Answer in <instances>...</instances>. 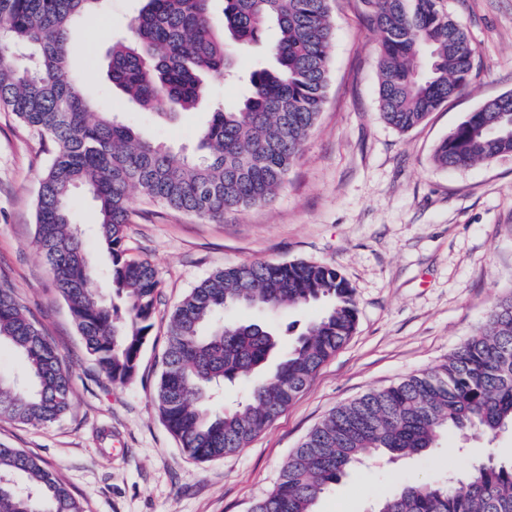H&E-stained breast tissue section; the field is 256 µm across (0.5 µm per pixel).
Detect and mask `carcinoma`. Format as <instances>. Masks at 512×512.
Listing matches in <instances>:
<instances>
[{
    "label": "carcinoma",
    "instance_id": "1",
    "mask_svg": "<svg viewBox=\"0 0 512 512\" xmlns=\"http://www.w3.org/2000/svg\"><path fill=\"white\" fill-rule=\"evenodd\" d=\"M107 0H0V108L51 140L54 152L37 191L36 245L69 304L87 352L113 383L136 373L153 327L159 281L153 265L128 257L125 228L131 192L209 221L271 202L314 130L329 80L333 28L329 0H140L131 38L109 52L107 76L146 109L189 110L205 94V77L233 73L234 53L269 25L273 68L254 69L238 108L222 106L199 132L197 152H174L142 137L112 112H97L69 77L76 19ZM378 35V105L405 132L465 91L475 70L466 33L439 0H364ZM512 155V98L469 113L436 146L440 167H466ZM96 203L97 241L111 257L107 304L98 271L72 222L73 189ZM325 300L273 370L255 380L234 410L213 407L212 390L262 371L279 350L272 326L228 321L238 306L272 312ZM357 304L340 271L311 261L244 262L203 280L173 311L159 412L181 448L199 461L245 447L277 419L323 364L353 335ZM24 363V383L0 373V417L51 424L71 407V372L56 347L0 283V343ZM512 430V295L490 310L485 326L446 363L343 405L302 441L280 482L252 512H315L321 495L379 451L418 455L441 435L496 437ZM21 474L26 488L12 476ZM0 512H85L38 459L0 446ZM373 512H512V456L489 455L451 479L401 485Z\"/></svg>",
    "mask_w": 512,
    "mask_h": 512
}]
</instances>
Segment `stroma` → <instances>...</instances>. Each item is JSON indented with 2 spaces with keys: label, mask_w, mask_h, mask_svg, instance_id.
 Masks as SVG:
<instances>
[{
  "label": "stroma",
  "mask_w": 512,
  "mask_h": 512,
  "mask_svg": "<svg viewBox=\"0 0 512 512\" xmlns=\"http://www.w3.org/2000/svg\"><path fill=\"white\" fill-rule=\"evenodd\" d=\"M476 51L474 78L419 126L398 131L379 112V42L362 0H331L333 39L324 109L270 204L223 222L133 197L125 246L156 268L161 302L137 372L111 383L88 354L69 306L36 244L35 202L52 145L0 110V282L56 346L72 372V404L61 419L24 425L0 419V445L41 459L85 512H252L278 483L288 456L336 407L444 364L512 295V156L446 169L434 150L469 112L512 92V0H440ZM138 0H109L75 24L81 35L70 76L142 136L193 152L217 105L239 104L243 77L274 66L276 28L236 53L239 79L212 78L192 111L163 115L129 103L104 72L106 51L126 36ZM73 221L106 288L90 201L76 197ZM335 266L357 301L349 341L288 409L245 447L210 461L185 455L154 401L173 308L213 272L249 261ZM323 313L309 304L280 313L240 309L233 320L274 325L283 348ZM512 456V433L495 439L442 436L413 457L382 455L353 468L316 512H369L406 483L467 471L487 455Z\"/></svg>",
  "instance_id": "obj_1"
}]
</instances>
